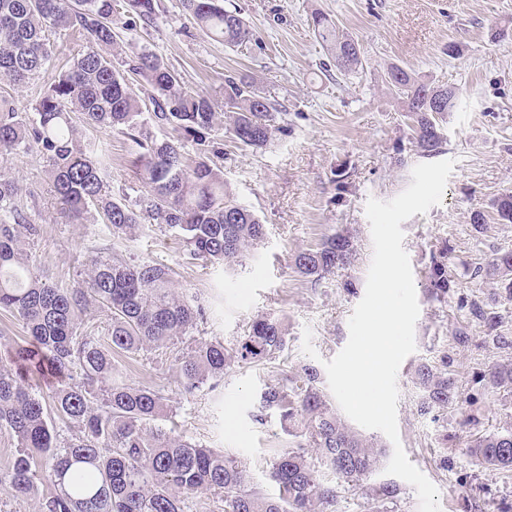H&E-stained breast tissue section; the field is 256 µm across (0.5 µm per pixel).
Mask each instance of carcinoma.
<instances>
[{
    "mask_svg": "<svg viewBox=\"0 0 512 512\" xmlns=\"http://www.w3.org/2000/svg\"><path fill=\"white\" fill-rule=\"evenodd\" d=\"M182 11L227 46L252 38L237 7L224 0H179ZM122 8L145 26L158 15V0H0V78L28 82L53 61L48 33L70 30L83 47L61 65L43 89L31 116L0 98V160L36 147L46 162L60 210L72 224H101L114 238L142 237L155 226L171 231L191 263L233 266L256 249L266 235L254 211L239 204L210 156L227 137L253 150L266 147L285 128L268 99L242 76L224 77V101L189 88L163 57L142 51L114 64L117 46L113 17ZM315 36L332 52L345 75L362 67L358 42L323 14L312 18ZM139 77L153 89L145 106L132 88ZM388 88L400 100L412 144L423 157L442 152L440 122L459 104L461 92L434 86L410 70L390 66ZM85 127L120 134L136 146L134 164L145 191L115 198L107 185L102 145L88 140ZM196 145L195 156L186 152ZM494 220L512 224V191L492 202ZM40 228L29 222L18 183L0 170V312L21 325L26 338L8 342L0 333V428L17 440L10 465L0 469V487L16 498L38 492L44 473L53 491L41 512H185L195 502L209 512H335L337 488L324 481L318 466L336 482L359 485L386 459L385 446L356 431L319 388L320 373L299 366L285 380L263 389L253 420L278 414L288 435L300 439L277 452L270 477L279 496L270 498L253 484L249 464L236 455L206 448L157 425L167 408L161 386L125 383L116 378L115 356L170 351L172 370L184 393L215 389L235 365L272 363L288 349V319L256 315L232 347L217 339H193L173 350L207 318L202 298L180 295L172 268L161 261L117 255L93 257L73 286L44 274L41 262L24 247ZM356 252L352 233L337 230L291 255L297 275L312 282L344 269ZM473 278L512 298V250L497 251ZM431 296L448 295V247L432 256L427 271ZM470 315L493 327L497 316L476 300L460 298ZM103 313V329L91 323ZM426 415L450 405L470 409L480 396L458 391L448 375V355L421 362L413 372ZM484 390L512 396V353L477 379ZM65 425L63 437L56 421ZM482 463L512 468V426L482 435L472 444ZM401 489L392 482L363 490V512H399Z\"/></svg>",
    "mask_w": 512,
    "mask_h": 512,
    "instance_id": "1",
    "label": "carcinoma"
}]
</instances>
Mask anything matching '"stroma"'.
Returning <instances> with one entry per match:
<instances>
[{"label": "stroma", "instance_id": "stroma-1", "mask_svg": "<svg viewBox=\"0 0 512 512\" xmlns=\"http://www.w3.org/2000/svg\"><path fill=\"white\" fill-rule=\"evenodd\" d=\"M254 37L230 48L185 19L178 0H161L155 27L128 30L125 15L115 27L124 55L147 49L160 54L185 85L224 96V77L240 73L276 104L288 120L262 150L223 145L224 179L236 199L267 227V238L235 269L189 265L183 246L171 233L121 244L140 261L162 260L175 271V284L187 295L221 293L194 335L232 346L256 314L287 315V359L272 365L230 370L216 390L185 394L164 356L148 353L119 362L131 384H161L168 396L167 430L207 448L230 451L250 463L254 483L266 496H278L268 477L275 450L295 447L276 414L265 424L253 416L268 377L276 369L310 363L302 350L304 329L321 359L331 360L349 338L348 319L365 294L373 248L366 203L388 201L411 183L422 158L413 151L408 129L384 73L399 65L436 85L460 88L458 110L442 123L447 138L443 159L454 161L441 204L402 224L403 248L413 271L420 314L416 350L400 366L397 422L401 445L438 488L441 512H512V470L486 468L473 457L477 437L512 421V398L486 391L479 422L467 424L465 409L452 406L433 416L419 412L420 391L411 379L414 366L448 354L450 370L462 393L495 362L500 351L491 334L512 337V299L472 279L496 249L512 248V224L488 223L475 232L472 213L489 212L492 200L512 189V39L496 31L512 27V0H233ZM321 13L358 41L363 66L342 76L330 52L311 28ZM112 157L108 182L113 194L138 195L131 145L120 135L101 136ZM6 171L22 188L31 223L40 227L33 251L52 279L76 283L89 257L105 251L112 239L97 224L67 223L59 210L45 162L36 149L9 156ZM344 173L346 191L337 192ZM355 231L357 257L319 284L307 283L289 265L298 248L340 229ZM448 248V273L455 282L441 301L429 299L425 272L433 250ZM479 297L498 315L496 327L471 319L463 297ZM469 340L458 344L456 328Z\"/></svg>", "mask_w": 512, "mask_h": 512}]
</instances>
